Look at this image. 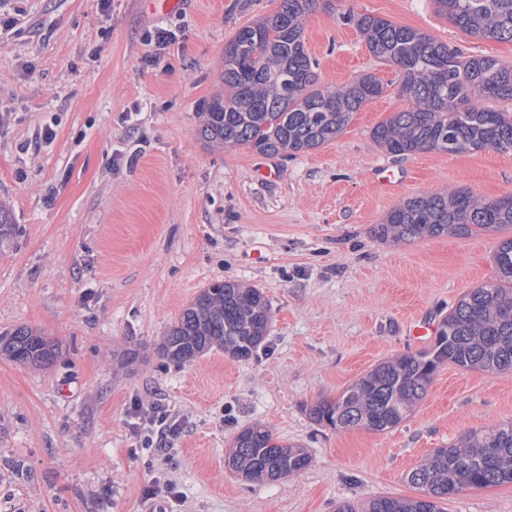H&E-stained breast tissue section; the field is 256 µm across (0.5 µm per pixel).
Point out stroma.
<instances>
[{"label": "stroma", "mask_w": 512, "mask_h": 512, "mask_svg": "<svg viewBox=\"0 0 512 512\" xmlns=\"http://www.w3.org/2000/svg\"><path fill=\"white\" fill-rule=\"evenodd\" d=\"M279 0H0V202L16 226L0 244V334L31 327L57 356L37 368L0 356V512H336L417 496L407 474L460 435L512 422V372L441 366L414 413L379 433L310 417L379 362L429 346L469 289L494 281L497 233L411 243L372 228L405 200L464 189L512 195V153L396 156L373 128L409 109L402 75L376 59L350 15L373 14L469 55L512 62V42L469 37L432 0L315 5L305 47L320 85L365 74L381 94L318 148L265 157L214 150L198 112L220 86L224 47ZM163 27L177 39L148 44ZM55 138L45 142V130ZM400 174L379 189L380 167ZM260 288L269 335L250 359L210 351L162 360L157 347L211 283ZM161 408L163 453L136 427ZM261 424L307 448L309 467L250 482L224 459ZM170 480L174 501L143 490ZM445 512H512V484L470 489Z\"/></svg>", "instance_id": "obj_1"}]
</instances>
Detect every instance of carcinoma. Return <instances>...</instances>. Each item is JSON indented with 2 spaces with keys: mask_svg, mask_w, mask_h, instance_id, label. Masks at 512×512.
Masks as SVG:
<instances>
[{
  "mask_svg": "<svg viewBox=\"0 0 512 512\" xmlns=\"http://www.w3.org/2000/svg\"><path fill=\"white\" fill-rule=\"evenodd\" d=\"M326 10L341 0H281L259 22L239 29L224 48V91L205 102L199 134L213 146H244L269 157L317 148L336 137L353 113L379 96L382 86L363 76L342 89L321 88L303 41V22L315 2ZM437 14L466 35L512 42V0H433ZM356 26L370 53L397 66L411 108L372 130L390 154L439 151L463 154L491 148L512 152V113L488 102L512 103V62L465 55L430 35L374 15ZM512 230V196L485 201L450 190L409 198L374 228L382 241L412 242L439 235ZM495 281L469 289L438 322L434 342L415 354L379 363L336 399L311 409L313 420L336 429L387 432L415 410L444 363L462 370H512V236L494 257ZM270 308L263 292L216 282L185 309L161 345L163 358L183 365L219 348L248 360L264 343ZM54 344L40 331L19 327L0 336V355L25 365L53 362ZM297 444H278L260 425L235 438L227 464L250 481H274L307 468ZM414 498L378 495L337 512H444L449 495L512 484V422L472 430L433 450L408 473Z\"/></svg>",
  "mask_w": 512,
  "mask_h": 512,
  "instance_id": "obj_1",
  "label": "carcinoma"
}]
</instances>
